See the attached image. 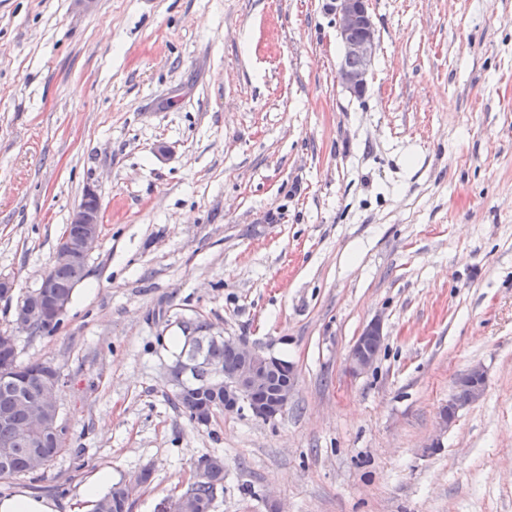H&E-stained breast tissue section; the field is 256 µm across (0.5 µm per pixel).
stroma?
<instances>
[{
    "label": "stroma",
    "instance_id": "1",
    "mask_svg": "<svg viewBox=\"0 0 512 512\" xmlns=\"http://www.w3.org/2000/svg\"><path fill=\"white\" fill-rule=\"evenodd\" d=\"M371 7L358 97L320 0H0V331L86 188L103 214L59 329L15 332L60 376L63 450L0 495L91 512L93 475L147 468L130 512H168L215 455L212 512H512V0ZM195 320L293 364L281 415L189 420ZM383 323L381 318L372 319L363 329L350 348L347 356L348 369L352 374L368 371L376 361L377 352L369 347L370 342L384 343ZM486 374L484 369L475 365L459 380L454 397L448 401L440 413L441 425L450 427L456 420L458 409L466 404L477 402L484 393Z\"/></svg>",
    "mask_w": 512,
    "mask_h": 512
}]
</instances>
